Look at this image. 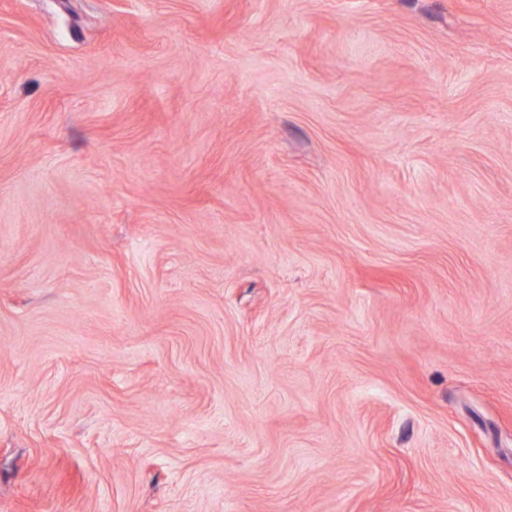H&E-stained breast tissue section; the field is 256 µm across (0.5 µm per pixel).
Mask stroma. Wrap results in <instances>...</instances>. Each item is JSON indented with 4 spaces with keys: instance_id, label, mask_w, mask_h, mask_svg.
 Listing matches in <instances>:
<instances>
[{
    "instance_id": "obj_1",
    "label": "stroma",
    "mask_w": 512,
    "mask_h": 512,
    "mask_svg": "<svg viewBox=\"0 0 512 512\" xmlns=\"http://www.w3.org/2000/svg\"><path fill=\"white\" fill-rule=\"evenodd\" d=\"M0 512H512V0H0Z\"/></svg>"
}]
</instances>
